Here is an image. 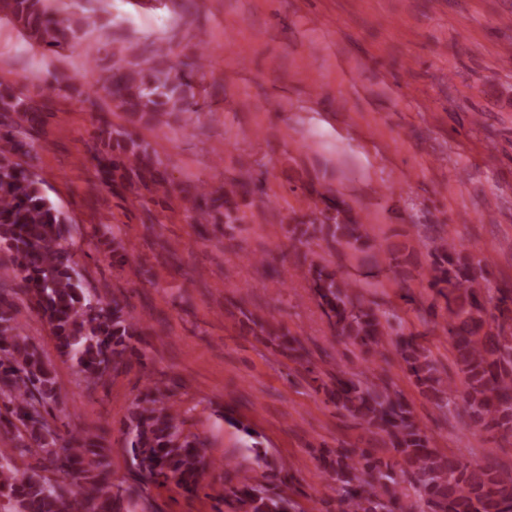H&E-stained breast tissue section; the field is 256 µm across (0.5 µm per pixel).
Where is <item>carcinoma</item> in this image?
<instances>
[{
  "label": "carcinoma",
  "mask_w": 512,
  "mask_h": 512,
  "mask_svg": "<svg viewBox=\"0 0 512 512\" xmlns=\"http://www.w3.org/2000/svg\"><path fill=\"white\" fill-rule=\"evenodd\" d=\"M0 12L41 47L62 49L75 38L69 20L53 13L48 0H0ZM96 82L118 108L148 122L160 123L173 112L189 111L195 97L192 74L171 67L144 70L121 59ZM62 90V81L54 79L46 85L42 105L36 106L16 87L0 82V116L15 114L22 120L45 112ZM125 137L123 131L99 128L98 138L108 151L98 157V164L129 183H143L149 174L148 156ZM25 147L20 124L0 122V245L10 253L58 353L76 364L87 388H94L113 369L127 365L131 340L139 335L140 326L120 302L104 303L82 288L61 233L65 215L43 193L37 175L14 161L27 153ZM236 194L233 188H194V198L211 201L206 208L196 207V221L213 218V204L220 200L224 223L240 220L233 201ZM322 215L319 225H297L298 239L325 229L338 243L371 248L366 225L343 201H330ZM296 270L312 288L336 339L358 347L364 360L375 361L395 332L394 322L361 305L354 285L336 271L305 255ZM482 280L452 242L436 243L428 287L448 304V320L441 330L450 341L460 382L442 377L430 349L412 339L397 340V351L416 387L439 408L454 411L461 399L468 417L511 444L512 323L484 329L490 289ZM3 292L1 288L0 421H5L11 447L0 448V512H115L124 491L114 489L104 448L86 434L66 438L58 432L57 379ZM277 340L289 357L308 364L313 381L320 380V371L298 339L282 335ZM327 377L323 388L336 408L366 429L386 434L397 455L384 460L365 448H338L321 456L323 469L336 485V512H415L420 500L428 512H512L511 468L464 462L431 447L408 403L381 378L366 375L357 380L341 369ZM186 414L174 394L158 383L130 412L128 451L142 485L173 484L194 495L216 467L201 443L185 433ZM55 472L77 475L78 485L64 489L50 477ZM406 483L420 500L410 496ZM291 490V482L285 480L277 491L262 488L245 473L225 488V497L239 512H305Z\"/></svg>",
  "instance_id": "cac0c4a2"
}]
</instances>
